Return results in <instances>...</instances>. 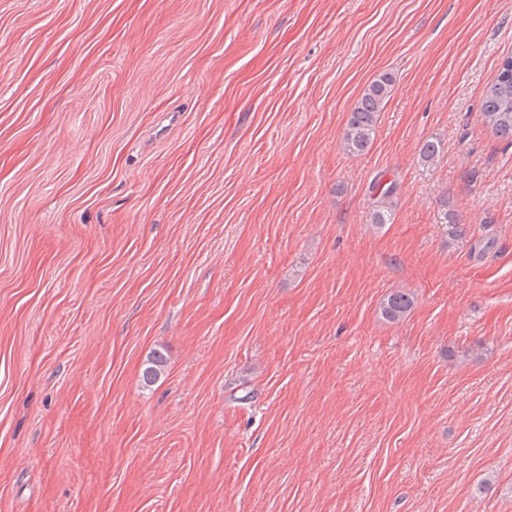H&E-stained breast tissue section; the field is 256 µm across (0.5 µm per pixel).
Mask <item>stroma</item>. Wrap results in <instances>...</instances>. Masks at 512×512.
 I'll list each match as a JSON object with an SVG mask.
<instances>
[{"label": "stroma", "instance_id": "stroma-1", "mask_svg": "<svg viewBox=\"0 0 512 512\" xmlns=\"http://www.w3.org/2000/svg\"><path fill=\"white\" fill-rule=\"evenodd\" d=\"M510 55L512 0H0V512H512ZM509 68L500 64L497 74L484 93L482 110L486 123L500 138L512 142V56ZM393 77L388 72L380 73L364 89L350 112L343 133V144L351 154H364L370 147L375 134L379 113L387 104L392 88ZM413 305V296L409 292L404 289L394 290L381 303L380 314L389 322L400 321L407 317ZM167 357L161 351H153L146 359L145 367L142 371V379L149 385L156 382L167 369Z\"/></svg>", "mask_w": 512, "mask_h": 512}]
</instances>
